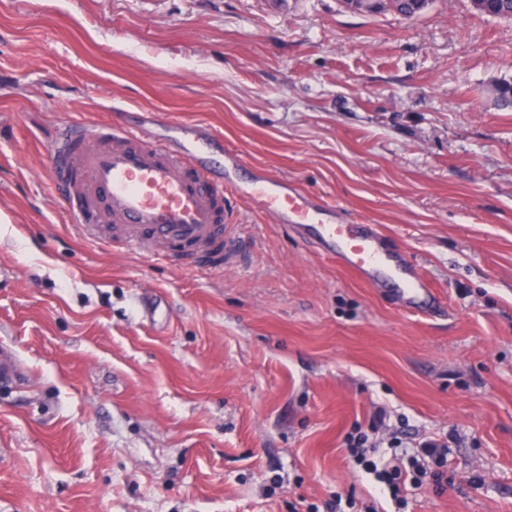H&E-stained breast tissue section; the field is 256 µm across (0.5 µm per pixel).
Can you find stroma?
<instances>
[{
	"label": "stroma",
	"instance_id": "1",
	"mask_svg": "<svg viewBox=\"0 0 512 512\" xmlns=\"http://www.w3.org/2000/svg\"><path fill=\"white\" fill-rule=\"evenodd\" d=\"M512 19L343 0H0V512L394 505L347 456L455 435L407 512H512ZM201 123L377 224L435 284L399 308L235 201L245 267L79 237L47 147L66 120ZM165 308V328L144 305ZM19 376L18 356L15 350L10 346L0 345V386H12Z\"/></svg>",
	"mask_w": 512,
	"mask_h": 512
}]
</instances>
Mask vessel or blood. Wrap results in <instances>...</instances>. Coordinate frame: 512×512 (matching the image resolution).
<instances>
[{
  "instance_id": "1",
  "label": "vessel or blood",
  "mask_w": 512,
  "mask_h": 512,
  "mask_svg": "<svg viewBox=\"0 0 512 512\" xmlns=\"http://www.w3.org/2000/svg\"><path fill=\"white\" fill-rule=\"evenodd\" d=\"M215 144L193 121L170 122L162 136L143 127L67 121L59 124L48 154L54 183L79 200L72 214L88 240L155 255L176 246L198 261L217 253L232 264L243 242L226 201L232 195L303 233L359 280L397 283L401 307L434 301L430 281L401 252L385 248L377 225L337 223L334 206L281 178L264 174L241 184L236 173L245 164L242 155L225 153L223 167H215ZM19 376L15 350L0 345V386Z\"/></svg>"
}]
</instances>
